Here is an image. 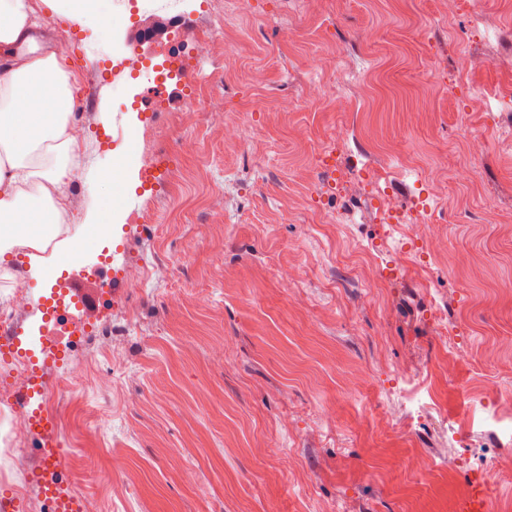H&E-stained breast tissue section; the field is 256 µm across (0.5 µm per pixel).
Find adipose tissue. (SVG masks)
I'll list each match as a JSON object with an SVG mask.
<instances>
[{
    "label": "adipose tissue",
    "mask_w": 512,
    "mask_h": 512,
    "mask_svg": "<svg viewBox=\"0 0 512 512\" xmlns=\"http://www.w3.org/2000/svg\"><path fill=\"white\" fill-rule=\"evenodd\" d=\"M0 223L20 224L30 240L58 218L54 202L24 200L20 185L38 176L61 189L75 167L67 128L74 109L56 52H41L27 0H0Z\"/></svg>",
    "instance_id": "1"
}]
</instances>
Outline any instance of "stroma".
Segmentation results:
<instances>
[{
	"instance_id": "stroma-1",
	"label": "stroma",
	"mask_w": 512,
	"mask_h": 512,
	"mask_svg": "<svg viewBox=\"0 0 512 512\" xmlns=\"http://www.w3.org/2000/svg\"><path fill=\"white\" fill-rule=\"evenodd\" d=\"M464 0L438 21L431 0H254L236 18L231 0H151L117 31H101L60 0H37L64 70H78L75 95L97 156L68 184L79 190L73 229L47 238L39 253L12 248L0 262V301L23 276L42 304L21 314L23 343L0 355V384L15 361L56 391L67 422L66 448L87 459L69 489L91 512H446L478 465L488 439H459L466 391L512 395V0ZM224 14V47L201 61L187 44ZM167 31L152 37L143 65L177 60L182 78L139 84L121 64L144 15ZM336 58L324 73L323 55ZM484 60L471 73L467 61ZM224 96L225 116L245 125L251 155L225 146L221 131L188 122L196 156L169 153L182 176L145 179L142 144L112 143V115L143 128L157 109L191 102L197 85ZM298 100L283 114L280 97ZM312 138L292 141L294 124ZM342 131L339 171L357 166L391 174L394 203L442 225L446 249L432 287L403 269L419 258L394 225L381 223L378 189L337 198L335 183L311 170L307 153ZM485 151L471 183L458 184L465 138ZM129 156L114 190L121 207L105 247L86 250V276L151 269L144 287L99 299L94 334L82 346L40 337L50 320L53 281L35 273L62 243L79 241L103 204L93 189L102 158ZM174 280L154 276L168 259ZM297 263L294 285L276 277ZM182 305L169 309L167 295ZM466 325L461 340L481 371L440 381L443 410L414 423V438L391 430L397 380L441 355L439 322ZM372 366L359 390L353 369ZM76 375V391L59 381ZM366 414L367 426L357 429ZM128 477L110 495L109 479Z\"/></svg>"
}]
</instances>
